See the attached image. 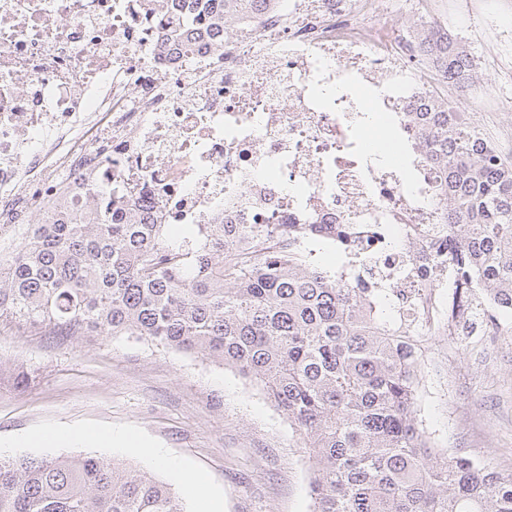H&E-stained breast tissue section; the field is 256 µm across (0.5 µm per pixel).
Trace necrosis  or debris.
Listing matches in <instances>:
<instances>
[{"instance_id":"obj_1","label":"necrosis or debris","mask_w":512,"mask_h":512,"mask_svg":"<svg viewBox=\"0 0 512 512\" xmlns=\"http://www.w3.org/2000/svg\"><path fill=\"white\" fill-rule=\"evenodd\" d=\"M389 3L278 0L214 42L199 0H0V225L100 196L119 224H358L378 231L360 248L380 281L446 327L448 279L411 245L445 223L440 176L364 146L366 115L428 91Z\"/></svg>"}]
</instances>
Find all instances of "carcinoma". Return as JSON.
<instances>
[{"label": "carcinoma", "mask_w": 512, "mask_h": 512, "mask_svg": "<svg viewBox=\"0 0 512 512\" xmlns=\"http://www.w3.org/2000/svg\"><path fill=\"white\" fill-rule=\"evenodd\" d=\"M252 15L274 0H209ZM426 63L449 82L473 58L436 21L416 27ZM442 178L448 243L421 257L455 284L448 334L512 314V159L470 112L430 92L403 113ZM111 205L83 224H18L0 235V326L64 339L125 335L201 355L260 383L310 450L314 512H512V474L439 457L417 417L422 353L410 343L414 302L371 276L343 277L295 246L321 241L290 224H115ZM366 229L336 224V248ZM0 512H186L171 484L98 455L0 457Z\"/></svg>", "instance_id": "cac0c4a2"}]
</instances>
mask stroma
Masks as SVG:
<instances>
[{
    "label": "stroma",
    "instance_id": "stroma-1",
    "mask_svg": "<svg viewBox=\"0 0 512 512\" xmlns=\"http://www.w3.org/2000/svg\"><path fill=\"white\" fill-rule=\"evenodd\" d=\"M425 13L462 35L475 75L495 95L487 48L512 57V0H485V12L460 13L455 0H420ZM508 39L488 45L494 30ZM512 157L503 128L512 112L459 101ZM418 418L435 448L512 472V319L485 336L424 339ZM130 429L197 470L223 512H313L311 460L298 428L262 387L209 360L125 336L63 341L29 329L0 333V454L41 429Z\"/></svg>",
    "mask_w": 512,
    "mask_h": 512
}]
</instances>
